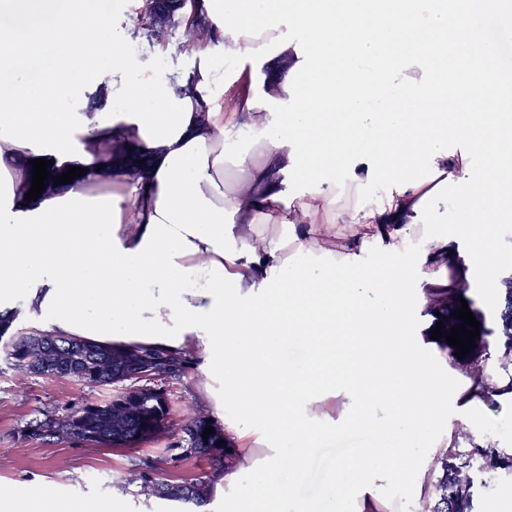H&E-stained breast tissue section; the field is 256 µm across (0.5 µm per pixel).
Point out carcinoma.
Returning <instances> with one entry per match:
<instances>
[{
    "label": "carcinoma",
    "mask_w": 512,
    "mask_h": 512,
    "mask_svg": "<svg viewBox=\"0 0 512 512\" xmlns=\"http://www.w3.org/2000/svg\"><path fill=\"white\" fill-rule=\"evenodd\" d=\"M154 14V0H142L135 26L142 34L159 38L163 32L153 21ZM170 23L183 29L180 48L184 52L204 48L211 40L209 24L200 14L184 25L175 13ZM11 324L12 320L0 318V352L9 369L22 376L68 379L85 392L83 406L77 414L65 419L47 417L29 427V437L133 448L168 433L170 401L165 391L158 395L141 392L143 410L127 418L118 417L122 409L120 401L103 393L129 381V376L147 356L160 358L156 374L161 380L180 375L186 369V358L144 347L115 349L34 329L18 334L11 330ZM441 348L451 365L465 369L469 391H478L489 399L492 397L489 382L497 378L506 381L497 395L512 397V355L489 349L484 354L469 353L459 360L454 356L456 348L445 342ZM208 427L214 428V433L204 438L203 431ZM180 431L190 452L208 458L215 470L224 464L230 467L237 459L236 452L227 451L222 443L224 432L210 422L207 410L201 406H189L182 411ZM494 474L512 476V448L491 441L481 445L466 433L458 434L452 447L442 448L438 453V469L421 490V512H475L477 488L487 486V478ZM135 476L139 495L147 500L175 502L179 512H196L205 502L209 486L205 477L169 483L146 471H139Z\"/></svg>",
    "instance_id": "1"
}]
</instances>
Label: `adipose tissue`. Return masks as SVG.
I'll list each match as a JSON object with an SVG mask.
<instances>
[{
    "instance_id": "obj_1",
    "label": "adipose tissue",
    "mask_w": 512,
    "mask_h": 512,
    "mask_svg": "<svg viewBox=\"0 0 512 512\" xmlns=\"http://www.w3.org/2000/svg\"><path fill=\"white\" fill-rule=\"evenodd\" d=\"M199 6L215 45L196 51L185 94L161 73L116 83L132 62L82 0H0L1 68L49 42L66 48L39 85L17 80L0 96V312L19 306L55 336L195 360L201 400L239 458L211 482L201 512H255L259 495L314 512L290 493L322 440L349 427L395 434L383 473L402 482L412 443L442 407L482 402L464 387L449 392L414 354L403 334L410 273L395 259L419 240L445 248L424 213L460 184L459 233L485 280L495 278L504 254L494 227L512 222V117L501 110L512 78L492 49L472 64L482 0ZM217 47L268 69L228 117L207 96L224 78ZM92 58L109 70L86 72ZM101 88L126 107L86 111ZM63 95L71 111L57 109ZM233 128L255 137L232 157ZM116 132L147 155L149 172L115 168L110 192L92 195L87 180L108 163ZM478 156L491 174L475 172ZM33 158L84 168L87 179L27 200ZM375 185L383 192L372 200ZM362 288L383 305L363 302ZM296 336L309 358L282 362L281 344ZM381 406L390 418H374ZM0 512L115 510L108 498L0 491Z\"/></svg>"
}]
</instances>
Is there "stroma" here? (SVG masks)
Segmentation results:
<instances>
[{
	"label": "stroma",
	"mask_w": 512,
	"mask_h": 512,
	"mask_svg": "<svg viewBox=\"0 0 512 512\" xmlns=\"http://www.w3.org/2000/svg\"><path fill=\"white\" fill-rule=\"evenodd\" d=\"M140 5L141 0H91L90 3L94 11L108 20L112 35L133 62L131 70L125 74L126 79L143 83L158 72L168 75L174 82L188 77L193 60L179 51V34L167 35L160 40L134 35V21ZM432 217L441 235L449 239L446 263L459 269L469 288V296L476 299L483 313H490L499 296L501 277L512 273V234L499 238L509 257L499 268V280L488 284L472 265L466 241L455 232L457 224L464 221L463 213L450 208L447 199H441L434 204ZM404 261L421 270L420 275L412 277V286L407 291L404 334L419 356L435 365L449 391H456L461 381L438 342L431 338L434 317L426 278L433 275L435 269L416 253L405 256ZM198 380V369L193 366L181 377L165 383L171 414L169 432L162 439L134 448L92 447L29 438L27 428L31 422L47 415L63 417L80 410L79 388L63 378L20 377L0 362V485L12 486L16 493L24 495H36L47 488L64 498L99 500L114 495L118 498L120 512H174L165 502L145 500L127 479L133 469L147 464L152 465L156 478L171 483L210 472L206 459L190 454L178 428L182 407L199 400L195 390ZM508 421L512 422L511 402L486 401L472 412L467 422L460 419L455 406H447L430 430L418 438L412 450L417 464L406 483L374 477L368 490L369 497L380 502L383 512H418L421 487L436 464V454L448 437L449 427L462 429L478 440L495 436L499 426ZM335 460V443L324 441L296 483L295 495L318 502L348 485V478L342 475L335 482L327 481L326 475L333 471Z\"/></svg>",
	"instance_id": "1"
}]
</instances>
